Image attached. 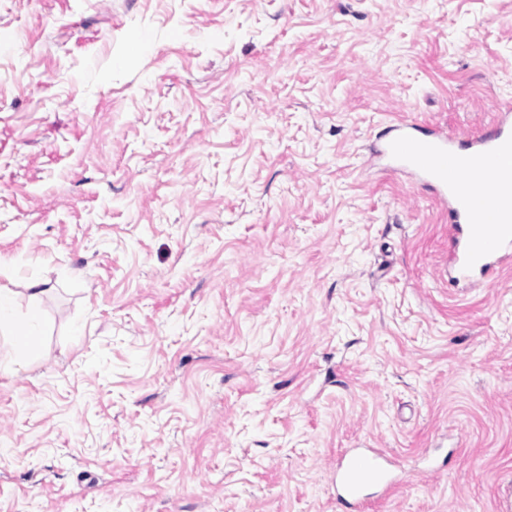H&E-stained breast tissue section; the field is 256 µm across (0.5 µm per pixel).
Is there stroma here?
Listing matches in <instances>:
<instances>
[{
	"instance_id": "stroma-1",
	"label": "stroma",
	"mask_w": 512,
	"mask_h": 512,
	"mask_svg": "<svg viewBox=\"0 0 512 512\" xmlns=\"http://www.w3.org/2000/svg\"><path fill=\"white\" fill-rule=\"evenodd\" d=\"M505 98L512 0H0V512H348L364 444L367 512H499L512 269L376 152ZM15 293L11 288L0 286V333L9 332L13 336L14 348L22 356L30 353L36 346L40 336V318L33 311L23 329L15 333L12 330L15 319ZM336 482L344 503L361 512L374 493L388 490L398 479L384 454L358 452L350 455L341 466Z\"/></svg>"
}]
</instances>
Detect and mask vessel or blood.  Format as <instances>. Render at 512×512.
I'll use <instances>...</instances> for the list:
<instances>
[{"mask_svg": "<svg viewBox=\"0 0 512 512\" xmlns=\"http://www.w3.org/2000/svg\"><path fill=\"white\" fill-rule=\"evenodd\" d=\"M490 132L466 139L400 121L382 134L383 156L394 169L433 190L448 210V260L452 282L474 279L492 287L512 265V105L496 106ZM336 482L344 503L363 512L372 494L396 484L381 453L348 457Z\"/></svg>", "mask_w": 512, "mask_h": 512, "instance_id": "b4317fda", "label": "vessel or blood"}]
</instances>
